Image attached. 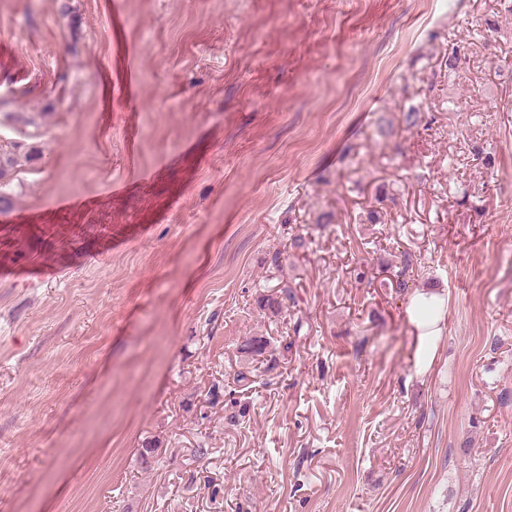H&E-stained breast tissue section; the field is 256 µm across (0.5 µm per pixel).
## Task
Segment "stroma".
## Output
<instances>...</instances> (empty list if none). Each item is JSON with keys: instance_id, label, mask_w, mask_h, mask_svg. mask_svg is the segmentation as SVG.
Masks as SVG:
<instances>
[{"instance_id": "1", "label": "stroma", "mask_w": 512, "mask_h": 512, "mask_svg": "<svg viewBox=\"0 0 512 512\" xmlns=\"http://www.w3.org/2000/svg\"><path fill=\"white\" fill-rule=\"evenodd\" d=\"M7 112L0 512H512V0H0ZM441 289L440 291L434 289L417 291L410 299L407 308L409 321L414 326L424 346L425 357L419 362L420 372L426 371L435 356L442 336H444L448 313V292ZM424 307L436 309V315L432 320H426L422 317L421 311Z\"/></svg>"}]
</instances>
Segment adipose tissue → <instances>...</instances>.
<instances>
[{
  "instance_id": "obj_1",
  "label": "adipose tissue",
  "mask_w": 512,
  "mask_h": 512,
  "mask_svg": "<svg viewBox=\"0 0 512 512\" xmlns=\"http://www.w3.org/2000/svg\"><path fill=\"white\" fill-rule=\"evenodd\" d=\"M448 313V294L445 291L420 290L411 298L407 308L410 322L424 346L425 358L420 369H427L444 334Z\"/></svg>"
}]
</instances>
